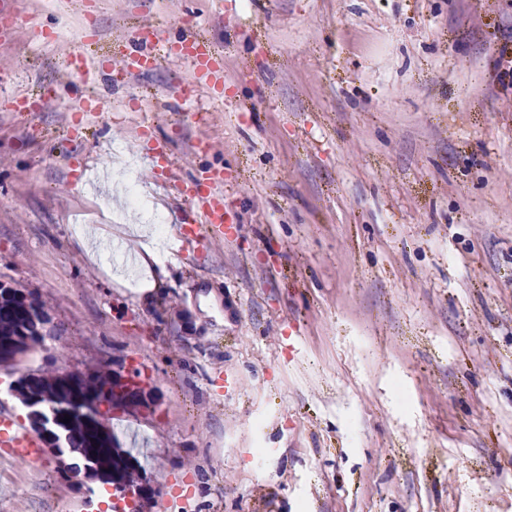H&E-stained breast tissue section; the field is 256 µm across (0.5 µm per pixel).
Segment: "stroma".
Wrapping results in <instances>:
<instances>
[{"instance_id":"stroma-1","label":"stroma","mask_w":512,"mask_h":512,"mask_svg":"<svg viewBox=\"0 0 512 512\" xmlns=\"http://www.w3.org/2000/svg\"><path fill=\"white\" fill-rule=\"evenodd\" d=\"M9 2L0 280L52 331L0 367V409L22 420L30 373L136 375L154 413L111 418L139 512L174 477L171 512H512V0ZM185 18L221 95L184 58L113 83L139 30ZM219 175L223 241L145 261L128 179L172 235L195 231L175 181ZM72 457L0 447V512H105L115 485Z\"/></svg>"}]
</instances>
